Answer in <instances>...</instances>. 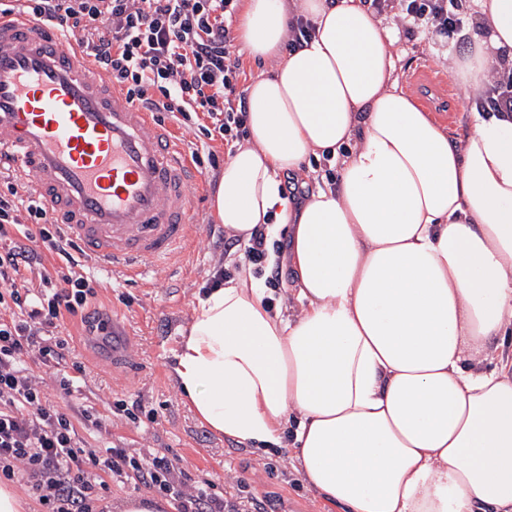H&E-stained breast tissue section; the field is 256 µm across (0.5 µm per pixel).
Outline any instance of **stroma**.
I'll return each mask as SVG.
<instances>
[{"instance_id":"obj_1","label":"stroma","mask_w":512,"mask_h":512,"mask_svg":"<svg viewBox=\"0 0 512 512\" xmlns=\"http://www.w3.org/2000/svg\"><path fill=\"white\" fill-rule=\"evenodd\" d=\"M442 48L434 30L400 32L395 45L402 57L400 81L416 101L441 98L442 109L458 118L471 104L467 92L450 81L451 94L442 98L429 81L433 74L447 79ZM161 119L176 129L191 153L216 157L215 165L201 168L198 234L181 257L151 267L137 280L119 274L99 275L89 257H80L77 271L98 280L93 307L109 326L91 336L80 318L67 319L59 334L68 338L71 350L61 368L73 376V393L68 400H61L49 373L42 379L43 386L52 403H63L81 445L96 453L116 447L180 460L192 482L209 483L220 498L230 495L232 488L224 476L232 474L245 480L261 512H336L305 487L296 470L282 472L279 455L256 457L244 445L209 430L178 386L175 350L196 297L215 263H223L233 272L243 254L223 225L216 223L212 208L229 145L220 137L205 135L211 124L207 115L188 120L165 112ZM119 402L140 407L138 421L115 414ZM88 412L103 417V425L86 424Z\"/></svg>"}]
</instances>
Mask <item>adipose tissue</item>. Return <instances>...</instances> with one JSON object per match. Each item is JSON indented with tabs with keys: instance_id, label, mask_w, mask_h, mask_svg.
<instances>
[{
	"instance_id": "obj_1",
	"label": "adipose tissue",
	"mask_w": 512,
	"mask_h": 512,
	"mask_svg": "<svg viewBox=\"0 0 512 512\" xmlns=\"http://www.w3.org/2000/svg\"><path fill=\"white\" fill-rule=\"evenodd\" d=\"M469 10L443 57L476 96L512 61V0ZM297 17L313 30L289 51ZM238 38L278 65L245 88L214 217L243 243L287 231L294 278L277 293L244 265L198 298L174 367L192 410L256 455L289 446L342 512H512V117L450 135L402 89L372 0H241ZM299 172L309 191L284 196Z\"/></svg>"
}]
</instances>
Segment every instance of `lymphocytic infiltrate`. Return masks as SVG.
<instances>
[{
  "instance_id": "lymphocytic-infiltrate-1",
  "label": "lymphocytic infiltrate",
  "mask_w": 512,
  "mask_h": 512,
  "mask_svg": "<svg viewBox=\"0 0 512 512\" xmlns=\"http://www.w3.org/2000/svg\"><path fill=\"white\" fill-rule=\"evenodd\" d=\"M378 13L394 11L403 28L455 37L464 25L458 0H374ZM236 0H21L35 19L57 21L114 85L158 112H204L225 142L247 134V106L238 90L232 52ZM64 253L41 198L22 197L15 185L0 193V481L20 479L35 491L43 512H94L109 477L137 476L172 497L177 512H255L249 496L221 499L208 485L191 486L179 460L109 448L98 455L80 447L69 415L53 405L36 370L55 369L69 350L56 336L64 315L91 322L96 289L76 273L44 279L38 291L26 273L41 251ZM34 356L36 368L25 365Z\"/></svg>"
}]
</instances>
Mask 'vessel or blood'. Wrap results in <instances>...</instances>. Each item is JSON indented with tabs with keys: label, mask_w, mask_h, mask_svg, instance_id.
I'll use <instances>...</instances> for the list:
<instances>
[{
	"label": "vessel or blood",
	"mask_w": 512,
	"mask_h": 512,
	"mask_svg": "<svg viewBox=\"0 0 512 512\" xmlns=\"http://www.w3.org/2000/svg\"><path fill=\"white\" fill-rule=\"evenodd\" d=\"M3 153L103 273L139 276L192 244L199 175L175 131L107 85L64 31L0 14Z\"/></svg>",
	"instance_id": "vessel-or-blood-1"
}]
</instances>
